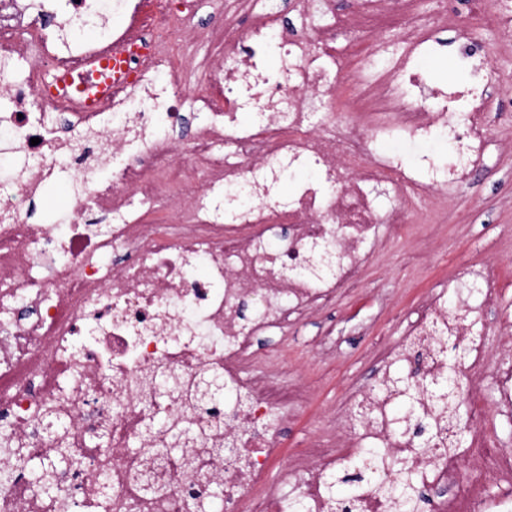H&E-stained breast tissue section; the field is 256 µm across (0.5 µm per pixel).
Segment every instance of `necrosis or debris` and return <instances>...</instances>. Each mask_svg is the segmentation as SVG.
Masks as SVG:
<instances>
[{
    "mask_svg": "<svg viewBox=\"0 0 512 512\" xmlns=\"http://www.w3.org/2000/svg\"><path fill=\"white\" fill-rule=\"evenodd\" d=\"M238 16L217 12L213 54L205 66L210 81L197 94L205 121L185 144L173 133L182 114L186 63L174 62L169 37L183 17L171 0H112L130 18L121 28L86 44L81 55L49 50L42 12L54 0H25L19 12L0 22V143L27 163L12 176L11 191L0 192V424L10 437L35 450L52 447L42 409L61 391L72 401L67 418L78 441H91L101 422L112 425L110 448L95 452L82 475L56 476L60 498L71 512H99L101 481L111 487L108 512H196L212 499V512H292L286 489L296 485L308 505L322 512L320 489L335 472L341 448L321 442L297 449L298 465L284 467L279 489L266 487L268 465L281 454L289 400L273 381L240 376L255 336L283 327L331 301L339 288L355 283L383 229L410 232L414 222L400 190L445 199L467 185L482 162L489 114L502 82L493 67L495 45L476 50L468 27L457 26L456 61L468 70L469 85L448 84L428 99L418 61L436 50L432 24L448 21L440 4L433 21L413 0H353L340 12L335 0H297L303 24L279 31L273 11L254 15L251 0H235ZM400 28L403 51L389 67L379 65L381 33ZM125 49L122 85L110 102L83 108L78 95L58 96L56 74L80 71L85 57ZM279 63L267 65L269 54ZM163 81L152 106H141L140 89ZM252 116L248 125L240 113ZM96 136L99 148L74 157L84 192L65 224H31L23 209L71 147V133ZM399 141L444 143L447 161L382 151ZM297 167L315 171L311 180L281 197L276 174ZM148 200L158 221L131 207ZM111 215L93 224L90 213ZM287 225L276 249L263 241L270 225ZM328 241L342 256L335 279L311 281L296 270L307 260V244ZM206 261L207 280L194 279L193 260ZM495 270H467L446 290L429 296L405 328L403 345L390 348L385 374L406 371L421 381L448 366L438 356L441 325L475 355L478 374L465 377L472 410L469 442L449 458L447 439L411 467L436 493L427 512H481L486 487L495 490L498 512H512V449L497 447L482 433L481 392L497 390L501 411L512 414V365L501 352L476 338L494 299ZM257 298L262 310L242 327L238 307ZM425 350L426 363L412 368L410 347ZM166 364L192 375L215 368L238 384L250 404L224 415V438L234 445L223 462L211 461L200 475L169 467L164 496L142 504L127 477L135 464L126 452L132 439L151 447L144 426L154 412L175 414L179 403L148 401L138 380ZM382 387L353 392L342 414L354 429L355 448H380L394 480L400 451L414 446L399 424L384 413ZM478 471L463 480L461 465ZM224 494L211 496L214 485ZM0 512H45L40 492L26 479L0 482Z\"/></svg>",
    "mask_w": 512,
    "mask_h": 512,
    "instance_id": "necrosis-or-debris-1",
    "label": "necrosis or debris"
}]
</instances>
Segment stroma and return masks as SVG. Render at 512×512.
Returning <instances> with one entry per match:
<instances>
[{
	"instance_id": "35a3bbf8",
	"label": "stroma",
	"mask_w": 512,
	"mask_h": 512,
	"mask_svg": "<svg viewBox=\"0 0 512 512\" xmlns=\"http://www.w3.org/2000/svg\"><path fill=\"white\" fill-rule=\"evenodd\" d=\"M212 10V0H193L185 15L199 60L188 78L195 86L208 79L202 62L211 50L204 35ZM70 17L62 9L46 15L55 48L74 49L79 42H94L101 31L124 23L120 17L103 22L91 16L77 42L61 28ZM433 38L441 47L425 60L424 74L434 84L459 82L446 47L454 38L453 25L436 30ZM77 190L70 167L56 168L34 202L26 205L29 222L66 223ZM440 206L447 213L443 223L416 225L402 238L385 236L360 270L356 285L340 289L326 310L289 326L286 337L255 338L254 359L274 352L287 358V368L274 376L280 387L310 389L307 402L283 429V455L271 466L269 484H276L284 464L293 462L295 449L308 447L317 436L338 428V411L353 387L377 383L383 349L403 340L392 313L417 308L432 288L459 279L465 269L494 267L495 302L486 343L497 349L512 337V129L491 128L483 165L473 171L467 186Z\"/></svg>"
}]
</instances>
